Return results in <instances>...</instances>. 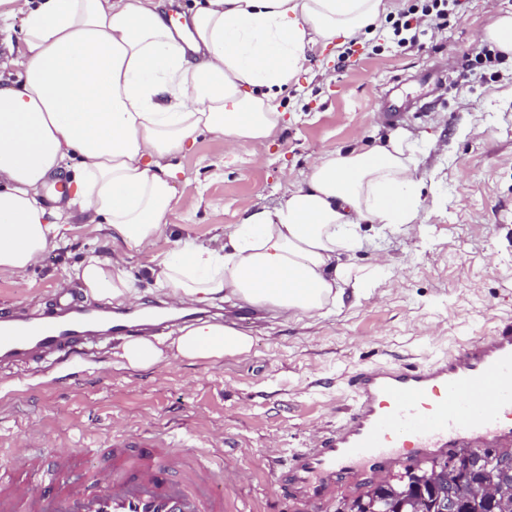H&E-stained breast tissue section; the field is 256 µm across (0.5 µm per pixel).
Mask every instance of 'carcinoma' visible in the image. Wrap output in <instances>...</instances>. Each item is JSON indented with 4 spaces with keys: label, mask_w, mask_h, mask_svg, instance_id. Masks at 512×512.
<instances>
[{
    "label": "carcinoma",
    "mask_w": 512,
    "mask_h": 512,
    "mask_svg": "<svg viewBox=\"0 0 512 512\" xmlns=\"http://www.w3.org/2000/svg\"><path fill=\"white\" fill-rule=\"evenodd\" d=\"M472 464L482 471L485 485L502 483L503 473L492 458L475 457ZM452 480L453 473L445 460L407 468L394 481L372 483L359 495L339 501L336 512H438L437 486ZM459 498L464 512H512V498L478 494L468 486L459 487Z\"/></svg>",
    "instance_id": "obj_1"
}]
</instances>
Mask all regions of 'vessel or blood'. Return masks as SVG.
Here are the masks:
<instances>
[{"mask_svg":"<svg viewBox=\"0 0 512 512\" xmlns=\"http://www.w3.org/2000/svg\"><path fill=\"white\" fill-rule=\"evenodd\" d=\"M69 305L28 316L0 312V364L68 357L114 336ZM344 422L276 472L289 498L326 512L336 486L363 488L403 462L426 465L473 448H512V320L494 335L425 364L371 365L350 378ZM0 512H225L224 487L193 452L115 439L92 455H58L51 469L0 487Z\"/></svg>","mask_w":512,"mask_h":512,"instance_id":"obj_1","label":"vessel or blood"}]
</instances>
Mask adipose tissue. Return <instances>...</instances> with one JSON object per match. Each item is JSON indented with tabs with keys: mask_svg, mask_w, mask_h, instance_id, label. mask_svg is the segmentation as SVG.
<instances>
[{
	"mask_svg": "<svg viewBox=\"0 0 512 512\" xmlns=\"http://www.w3.org/2000/svg\"><path fill=\"white\" fill-rule=\"evenodd\" d=\"M23 13V49L0 78V275L36 266L64 221L76 218L151 253L175 198L173 158L199 136L228 152L263 146L280 127L279 99L312 44L351 40L387 0H193L182 17L165 0H6ZM413 148L401 134L318 156L303 184L247 211L221 247L185 240L151 275L171 306L240 301L314 319L344 295L361 297L389 266L353 264L369 224H411L421 207ZM72 195L45 207L50 179ZM74 278L100 300L137 297L122 254L88 255ZM235 323L134 339L123 365L217 363L250 354Z\"/></svg>",
	"mask_w": 512,
	"mask_h": 512,
	"instance_id": "1",
	"label": "adipose tissue"
}]
</instances>
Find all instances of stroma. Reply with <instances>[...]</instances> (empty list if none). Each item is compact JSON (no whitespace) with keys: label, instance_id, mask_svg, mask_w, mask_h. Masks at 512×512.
<instances>
[{"label":"stroma","instance_id":"35a3bbf8","mask_svg":"<svg viewBox=\"0 0 512 512\" xmlns=\"http://www.w3.org/2000/svg\"><path fill=\"white\" fill-rule=\"evenodd\" d=\"M422 2L391 0L359 38L308 51L281 96L284 122L260 153H226L212 136L181 150L156 246L164 254L187 238L222 245L245 211L274 206L303 183L319 154L399 131L413 147L423 204L417 229L370 231L356 253L368 267L391 258L378 286L314 321L246 304L192 305L207 319L233 318L253 338L249 355L214 365L126 368L115 337L84 358L0 367V476H16L29 456L48 465L99 451L118 433L161 432L223 475L229 512H303L272 473L343 421L354 370L421 364L512 320V59L479 37L512 0H463L441 29L399 46L394 22ZM480 47L493 62L477 58ZM112 248L111 238L67 225L24 277H0V307L55 306L58 282L87 253Z\"/></svg>","mask_w":512,"mask_h":512}]
</instances>
